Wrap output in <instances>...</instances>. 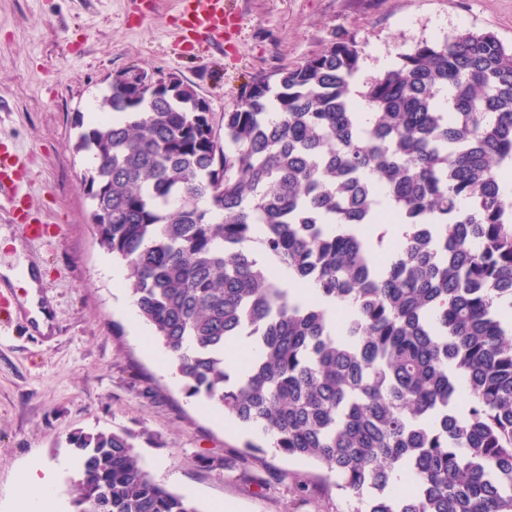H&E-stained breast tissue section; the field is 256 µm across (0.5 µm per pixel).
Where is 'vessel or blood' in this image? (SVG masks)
<instances>
[{"mask_svg": "<svg viewBox=\"0 0 512 512\" xmlns=\"http://www.w3.org/2000/svg\"><path fill=\"white\" fill-rule=\"evenodd\" d=\"M180 4L182 27L193 36L219 39L235 22L224 0H180ZM0 209L6 210L15 224L29 227L41 221L27 190L23 158L17 150L4 147L0 148Z\"/></svg>", "mask_w": 512, "mask_h": 512, "instance_id": "obj_1", "label": "vessel or blood"}]
</instances>
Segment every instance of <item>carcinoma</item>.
I'll return each instance as SVG.
<instances>
[{"mask_svg": "<svg viewBox=\"0 0 512 512\" xmlns=\"http://www.w3.org/2000/svg\"><path fill=\"white\" fill-rule=\"evenodd\" d=\"M163 79L158 96L112 81L73 151L94 159L97 243L186 397L326 466L348 512H512V47L460 32L363 78L338 41L247 85L221 125ZM390 224L403 242L381 266ZM242 339L257 355L233 375ZM66 442L74 512H198L127 435Z\"/></svg>", "mask_w": 512, "mask_h": 512, "instance_id": "cac0c4a2", "label": "carcinoma"}]
</instances>
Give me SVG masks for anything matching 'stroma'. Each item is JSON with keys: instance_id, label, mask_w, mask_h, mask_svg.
Segmentation results:
<instances>
[{"instance_id": "stroma-1", "label": "stroma", "mask_w": 512, "mask_h": 512, "mask_svg": "<svg viewBox=\"0 0 512 512\" xmlns=\"http://www.w3.org/2000/svg\"><path fill=\"white\" fill-rule=\"evenodd\" d=\"M223 40L182 37L178 0H0V143L31 153L28 186L47 224L39 239L0 214V267L29 263L49 329L0 325V512L25 472L56 469L62 512H73L79 461L66 437L132 435L154 480L199 512H347L322 483L323 466L246 450L229 417L186 398L163 351L114 308L116 261L97 244L74 153L76 115H91L111 73L130 67L179 76L215 118L253 80L274 77L355 40L365 75L415 44L462 31L512 46V0H231ZM218 459L202 467L200 457Z\"/></svg>"}]
</instances>
